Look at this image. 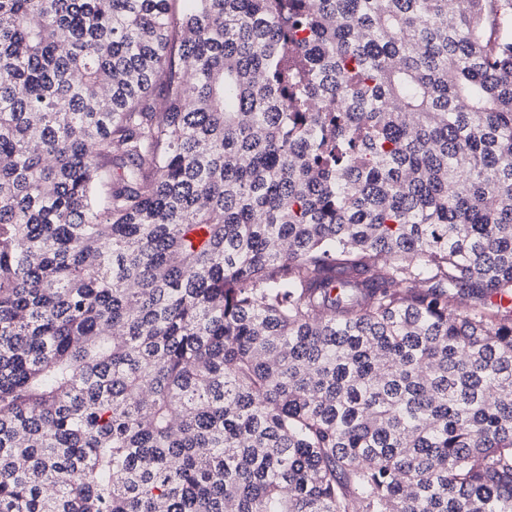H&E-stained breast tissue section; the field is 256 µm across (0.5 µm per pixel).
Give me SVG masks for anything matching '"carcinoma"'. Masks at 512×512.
I'll use <instances>...</instances> for the list:
<instances>
[{"mask_svg": "<svg viewBox=\"0 0 512 512\" xmlns=\"http://www.w3.org/2000/svg\"><path fill=\"white\" fill-rule=\"evenodd\" d=\"M173 2L0 0V512H512V0Z\"/></svg>", "mask_w": 512, "mask_h": 512, "instance_id": "cac0c4a2", "label": "carcinoma"}]
</instances>
